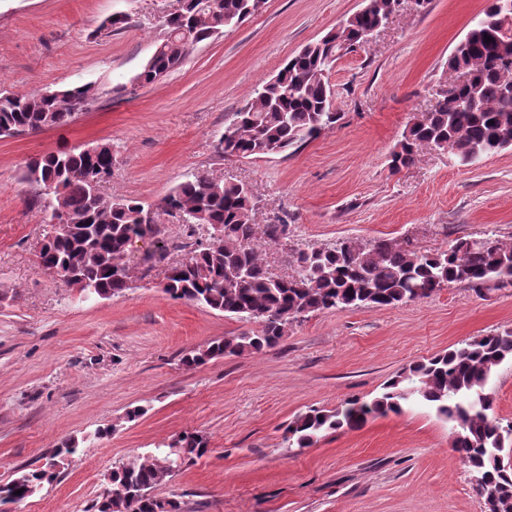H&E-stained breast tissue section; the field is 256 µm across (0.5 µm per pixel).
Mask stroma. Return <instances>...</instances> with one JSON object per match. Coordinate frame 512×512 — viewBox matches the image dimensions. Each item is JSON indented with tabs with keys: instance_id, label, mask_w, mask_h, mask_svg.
Listing matches in <instances>:
<instances>
[{
	"instance_id": "1",
	"label": "stroma",
	"mask_w": 512,
	"mask_h": 512,
	"mask_svg": "<svg viewBox=\"0 0 512 512\" xmlns=\"http://www.w3.org/2000/svg\"><path fill=\"white\" fill-rule=\"evenodd\" d=\"M172 2L0 0V90L99 89L67 127L0 137V483L75 439L57 480L19 512H90L115 464L190 432L207 453L155 490L180 512H484L450 424L427 407L368 417L308 448L285 436L310 409L371 400L410 364L512 330V285L453 283L401 306L311 313L273 348L189 369L185 353L253 328L163 292L167 268L204 232L166 222L175 250L150 260L147 244H136L130 288L87 300L40 267L37 246L51 227L44 195L23 173L30 158L108 143L117 163L105 191L116 197L156 205L193 172L246 183L255 223L284 216L291 226L287 240L261 247L278 277L295 274L297 251L349 240L426 251L463 236L512 244V148L473 167L436 150L390 167L487 0H400L385 27L330 71L340 121L295 152L245 161L216 149L231 114L363 0H265L176 70L133 88ZM116 12L132 26L102 29ZM136 408L142 416L128 420ZM103 428L107 437L86 443Z\"/></svg>"
}]
</instances>
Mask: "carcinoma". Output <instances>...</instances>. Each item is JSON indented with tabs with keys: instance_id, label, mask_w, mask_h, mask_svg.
Listing matches in <instances>:
<instances>
[{
	"instance_id": "1",
	"label": "carcinoma",
	"mask_w": 512,
	"mask_h": 512,
	"mask_svg": "<svg viewBox=\"0 0 512 512\" xmlns=\"http://www.w3.org/2000/svg\"><path fill=\"white\" fill-rule=\"evenodd\" d=\"M400 0H365L361 10L336 31L307 44L265 81L255 97L232 113L218 139L227 159L249 160L299 149L323 129L341 120L334 111L327 74L342 55L368 43V32L379 28ZM264 0H174L162 17L161 41L133 82L150 85L176 69L188 51L224 35L254 15ZM512 0H489L483 14L468 30L464 49L449 56L445 82L456 75L468 81L456 86L455 98L464 108L436 93L435 107L413 118L391 155L397 170L414 164L424 149L450 150L462 166L493 157L512 146V42L499 26ZM491 41L484 40V36ZM94 85L63 88L47 94L0 93V131L19 133L70 124L79 111L96 99ZM117 162L109 144L98 150L69 149L34 157L26 162L24 179L47 196L49 221L61 227L39 254L43 270L67 287L82 290L95 285L108 298L129 288L126 256L132 240H153L166 251L158 218L144 221L150 206L134 199L99 193L95 184L108 182ZM256 199L242 182L191 173L155 206L191 228L220 234L208 246L199 244L188 259L172 267L163 292L173 300L201 305L226 317L255 322L252 333L211 342L182 357L186 367L209 359L276 346L288 324L324 310L370 309L430 298L452 283L480 286L488 282L512 284V246L494 238H458L443 251H420L388 239L368 246L344 242L333 248L298 253V270L291 277H274L265 268L259 242L288 237V222L262 226L253 222ZM512 361V331L493 332L460 343L403 369L388 380L370 401L352 399L333 410L311 409L287 428L289 445L308 448L326 431L354 429L376 414L399 413L414 402L434 409L456 432L454 450L477 472L476 489L494 497L495 512H512V473L504 476L495 455L512 448V437L494 418L493 399L485 392L495 370ZM69 443L54 449L45 461L59 469L77 453ZM207 452L203 438L185 433L171 442L112 468L107 486L92 505L94 512H179L174 500L159 498L156 487L173 477L181 461ZM55 475L46 467L18 471L0 484V512L41 491ZM20 494H15V491Z\"/></svg>"
}]
</instances>
